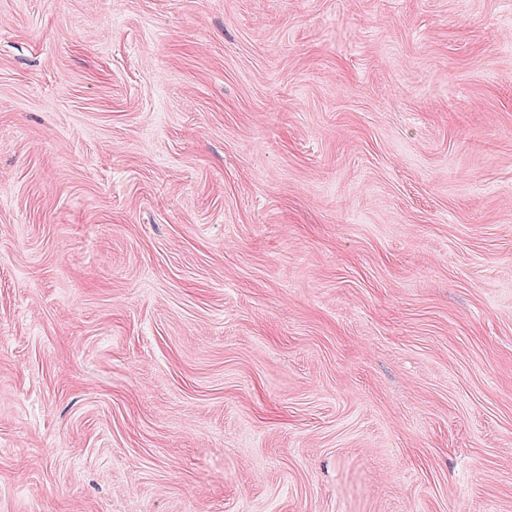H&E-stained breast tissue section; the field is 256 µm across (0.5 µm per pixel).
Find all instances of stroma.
I'll list each match as a JSON object with an SVG mask.
<instances>
[{
  "label": "stroma",
  "mask_w": 512,
  "mask_h": 512,
  "mask_svg": "<svg viewBox=\"0 0 512 512\" xmlns=\"http://www.w3.org/2000/svg\"><path fill=\"white\" fill-rule=\"evenodd\" d=\"M512 0H0V512H512Z\"/></svg>",
  "instance_id": "stroma-1"
}]
</instances>
